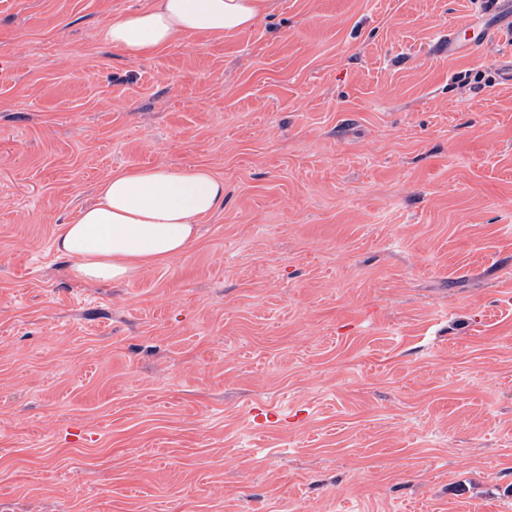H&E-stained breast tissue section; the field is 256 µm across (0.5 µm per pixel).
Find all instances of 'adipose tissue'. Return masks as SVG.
I'll return each mask as SVG.
<instances>
[{
    "mask_svg": "<svg viewBox=\"0 0 512 512\" xmlns=\"http://www.w3.org/2000/svg\"><path fill=\"white\" fill-rule=\"evenodd\" d=\"M268 0H153L113 19L103 37L137 57L178 39L248 31ZM224 204V181L205 167L118 171L101 184L94 206L65 225L56 245L87 282L123 281L169 262L196 241L201 218Z\"/></svg>",
    "mask_w": 512,
    "mask_h": 512,
    "instance_id": "1",
    "label": "adipose tissue"
}]
</instances>
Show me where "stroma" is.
<instances>
[{
	"mask_svg": "<svg viewBox=\"0 0 512 512\" xmlns=\"http://www.w3.org/2000/svg\"><path fill=\"white\" fill-rule=\"evenodd\" d=\"M151 2L0 0V512H512V32L452 57L477 0H270L103 39ZM153 166L223 208L74 278L63 225ZM268 6L267 0H153L149 8L113 19L103 37L113 48L137 57L180 38L242 34Z\"/></svg>",
	"mask_w": 512,
	"mask_h": 512,
	"instance_id": "obj_1",
	"label": "stroma"
}]
</instances>
